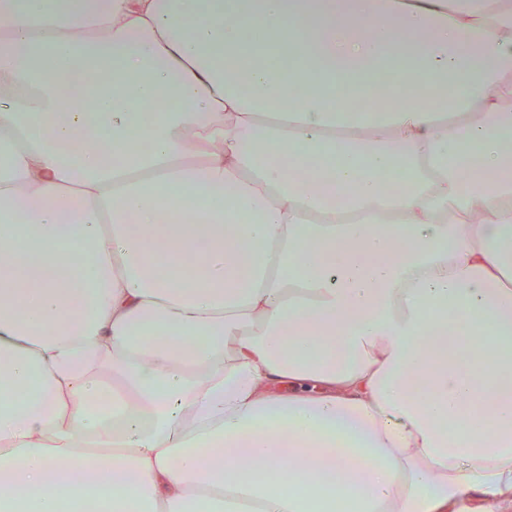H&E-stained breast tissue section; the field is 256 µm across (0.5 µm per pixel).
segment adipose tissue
I'll return each instance as SVG.
<instances>
[{
    "mask_svg": "<svg viewBox=\"0 0 512 512\" xmlns=\"http://www.w3.org/2000/svg\"><path fill=\"white\" fill-rule=\"evenodd\" d=\"M510 139L512 0H0V512H512Z\"/></svg>",
    "mask_w": 512,
    "mask_h": 512,
    "instance_id": "obj_1",
    "label": "adipose tissue"
}]
</instances>
